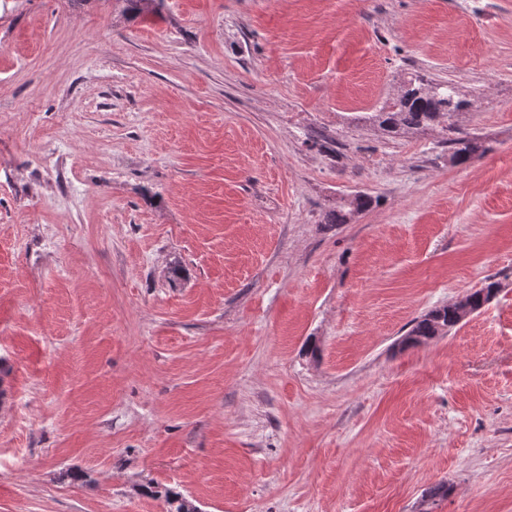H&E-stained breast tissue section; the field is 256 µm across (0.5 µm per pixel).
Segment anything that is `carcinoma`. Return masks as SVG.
<instances>
[{"mask_svg": "<svg viewBox=\"0 0 512 512\" xmlns=\"http://www.w3.org/2000/svg\"><path fill=\"white\" fill-rule=\"evenodd\" d=\"M410 85L411 88L400 97L391 111L379 113L380 125L391 133H397L445 117L448 119L446 130H453L455 113L468 105L467 101L458 97L453 84L436 83L423 89L412 80ZM449 143L452 146V160L458 165L469 162L477 151V146L468 138L451 139ZM498 291V283L490 281L485 287L465 294L460 300L426 312L413 320L411 329L402 337L400 344L405 348L413 347L449 332L460 323L464 308L469 306L476 312L489 303ZM164 499L167 512H199L196 505L178 492L167 490Z\"/></svg>", "mask_w": 512, "mask_h": 512, "instance_id": "1", "label": "carcinoma"}]
</instances>
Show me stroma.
<instances>
[{"label":"stroma","mask_w":512,"mask_h":512,"mask_svg":"<svg viewBox=\"0 0 512 512\" xmlns=\"http://www.w3.org/2000/svg\"><path fill=\"white\" fill-rule=\"evenodd\" d=\"M0 363V512H512V0H0ZM409 85L412 88L407 89L390 112L379 113L380 125L388 132L397 133L405 128L429 125L445 117L448 118L446 130H453L452 118L456 112L468 105L467 101L458 97L453 84L434 83L424 91H421V82L418 79H411ZM498 291V283L489 281L484 288L468 292L461 300L426 312L413 320L411 329L402 337L400 344L403 348L413 347L448 333L460 323L464 308L470 306L475 313L489 303Z\"/></svg>","instance_id":"1"}]
</instances>
